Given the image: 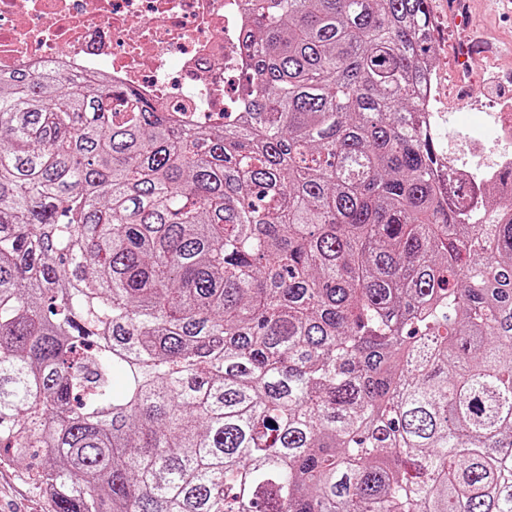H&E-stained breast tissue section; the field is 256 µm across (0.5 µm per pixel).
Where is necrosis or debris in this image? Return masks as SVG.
<instances>
[{
  "instance_id": "obj_1",
  "label": "necrosis or debris",
  "mask_w": 512,
  "mask_h": 512,
  "mask_svg": "<svg viewBox=\"0 0 512 512\" xmlns=\"http://www.w3.org/2000/svg\"><path fill=\"white\" fill-rule=\"evenodd\" d=\"M241 0H0V71L63 64L94 80L136 87L162 111L222 122L226 85L247 71ZM472 168L444 159L459 179L491 183L512 167V126L482 113Z\"/></svg>"
}]
</instances>
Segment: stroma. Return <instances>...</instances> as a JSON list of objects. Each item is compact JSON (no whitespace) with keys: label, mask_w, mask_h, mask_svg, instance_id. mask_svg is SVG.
<instances>
[{"label":"stroma","mask_w":512,"mask_h":512,"mask_svg":"<svg viewBox=\"0 0 512 512\" xmlns=\"http://www.w3.org/2000/svg\"><path fill=\"white\" fill-rule=\"evenodd\" d=\"M466 21H457L447 5V0H431L433 23V47L439 48L436 63L448 87L439 109L452 112L456 120L451 129L464 134L476 123L472 104H493L496 112L512 117V99L498 97L490 88L489 79L512 78V53H506L512 45V13L493 10L490 0H468ZM476 32L488 41L502 46L495 65H488L485 56H475L469 62L464 75H457V47L469 33ZM0 512H51L48 498L35 489L20 461H0Z\"/></svg>","instance_id":"obj_1"}]
</instances>
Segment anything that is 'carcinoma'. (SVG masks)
<instances>
[{"label":"carcinoma","mask_w":512,"mask_h":512,"mask_svg":"<svg viewBox=\"0 0 512 512\" xmlns=\"http://www.w3.org/2000/svg\"><path fill=\"white\" fill-rule=\"evenodd\" d=\"M243 110L0 72V458L52 512H512V202L439 181L430 0H244Z\"/></svg>","instance_id":"obj_1"}]
</instances>
